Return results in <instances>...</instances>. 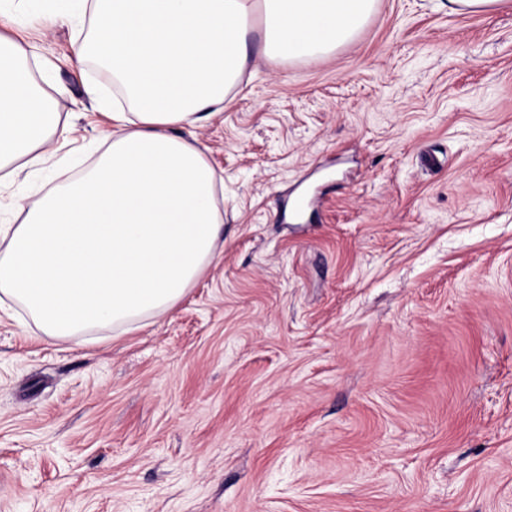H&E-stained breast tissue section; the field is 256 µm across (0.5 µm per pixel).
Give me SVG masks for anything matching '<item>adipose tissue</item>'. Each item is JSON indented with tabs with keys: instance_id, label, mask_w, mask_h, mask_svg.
Returning a JSON list of instances; mask_svg holds the SVG:
<instances>
[{
	"instance_id": "adipose-tissue-1",
	"label": "adipose tissue",
	"mask_w": 512,
	"mask_h": 512,
	"mask_svg": "<svg viewBox=\"0 0 512 512\" xmlns=\"http://www.w3.org/2000/svg\"><path fill=\"white\" fill-rule=\"evenodd\" d=\"M0 0V182L38 168L61 127L50 61L12 33L78 29L70 48L111 77L107 148L78 174L23 198L0 225V305L46 337L129 332L173 309L223 254L218 177L182 130L229 104L247 62H317L356 38L376 0Z\"/></svg>"
}]
</instances>
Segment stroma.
Returning <instances> with one entry per match:
<instances>
[{"label":"stroma","instance_id":"1","mask_svg":"<svg viewBox=\"0 0 512 512\" xmlns=\"http://www.w3.org/2000/svg\"><path fill=\"white\" fill-rule=\"evenodd\" d=\"M53 63L92 163L110 120ZM192 135L224 257L135 331L0 310V512H512V8L378 0L320 62L246 67Z\"/></svg>","mask_w":512,"mask_h":512}]
</instances>
